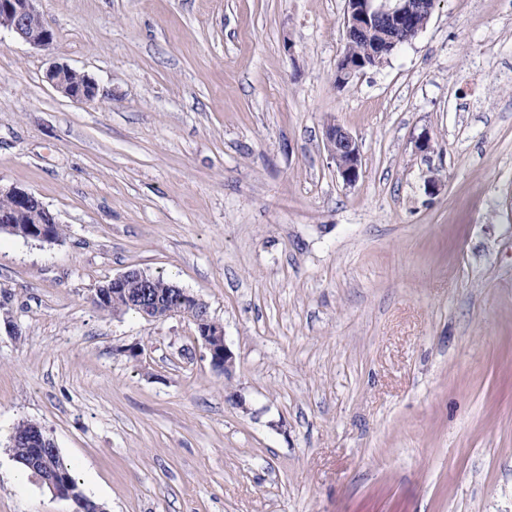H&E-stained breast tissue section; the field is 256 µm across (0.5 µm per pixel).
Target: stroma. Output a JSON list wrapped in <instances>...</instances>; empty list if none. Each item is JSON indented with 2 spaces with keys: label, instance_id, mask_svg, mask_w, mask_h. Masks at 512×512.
Masks as SVG:
<instances>
[{
  "label": "stroma",
  "instance_id": "stroma-1",
  "mask_svg": "<svg viewBox=\"0 0 512 512\" xmlns=\"http://www.w3.org/2000/svg\"><path fill=\"white\" fill-rule=\"evenodd\" d=\"M503 2L435 0L342 89L345 0H41L48 47L0 39V187L63 228L0 234V512H71L22 421L108 512H512ZM131 268L207 303L231 377L186 320L94 306ZM73 71L74 69L67 64L53 63L47 69L45 78L54 89L69 99L82 104L95 103L99 97V86L96 81L84 73V88L80 92L75 91L66 82L67 74ZM324 139L326 150L336 165L337 175L345 185L355 184L361 169V154L356 139L335 122L325 126ZM29 424L31 422H22L15 428V433H26L29 431ZM19 436L14 434L11 438V445L10 447L13 448L14 456L17 458V460L24 465L29 470H33L35 474L40 476L44 481L48 482L50 485V488L52 492L59 498L65 499L67 501L71 502L72 506V512H86L87 509H90V505H86V503L77 497L71 492H75L77 495H80L81 497L87 499L92 505L99 504L98 502L88 498L83 491L79 488L78 482L76 478L71 473L70 469L65 465L63 459L61 458L59 452L56 455H52V465L56 471H58L65 481L67 482L69 489H67L66 485L61 484L58 479H56L51 474H44V471L42 470V467L44 465V460L46 459V453L50 450H55L56 445L52 438H50L46 431L39 425H33L30 429V431L23 437V440L25 442H20L16 445L18 442ZM26 443L35 448L34 450V458L38 459L37 462L40 463L39 467H35L31 465V469L23 462L26 461L29 456L32 453V448H26ZM31 470V471H32ZM48 486V485H47ZM49 488V486H48ZM49 488V489H50Z\"/></svg>",
  "mask_w": 512,
  "mask_h": 512
}]
</instances>
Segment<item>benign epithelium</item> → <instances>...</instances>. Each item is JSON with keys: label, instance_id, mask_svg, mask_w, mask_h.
Instances as JSON below:
<instances>
[{"label": "benign epithelium", "instance_id": "1", "mask_svg": "<svg viewBox=\"0 0 512 512\" xmlns=\"http://www.w3.org/2000/svg\"><path fill=\"white\" fill-rule=\"evenodd\" d=\"M432 13L428 0H346L343 25L348 39H363L367 44L365 56L352 59L341 56L336 65V84L346 85L367 67L381 65L406 42L415 39L424 29ZM6 30L16 38L34 47H46L53 41V32L42 20L39 0H0V31ZM73 68L66 64L53 63L45 73L47 82L69 99L82 104H91L98 100L99 86L91 77H85L82 91H75L66 82L67 74ZM325 147L336 165L337 175L343 183L351 186L359 178L361 154L358 142L353 135L341 125L330 122L325 126ZM1 195L14 199L15 208L22 209L34 199V195L22 189L11 187L3 190ZM26 238L53 241L51 225L42 221L35 213L30 216ZM138 278L145 291L133 298H126L127 306L135 310L142 318L160 321L173 317V314L161 315V304L151 292L152 279L138 269H129L113 278L116 283L129 278ZM195 327L196 336L208 351L214 367L229 377L233 373L235 357L226 345L223 327L210 319L205 313H188L184 315ZM24 440L34 448V458L44 463L46 453L56 449L55 442L39 425L31 427L24 436L13 435L11 444ZM35 474L48 482L52 492L59 498L71 502L72 512H85L86 503L67 489L51 474H46L42 467H32Z\"/></svg>", "mask_w": 512, "mask_h": 512}]
</instances>
